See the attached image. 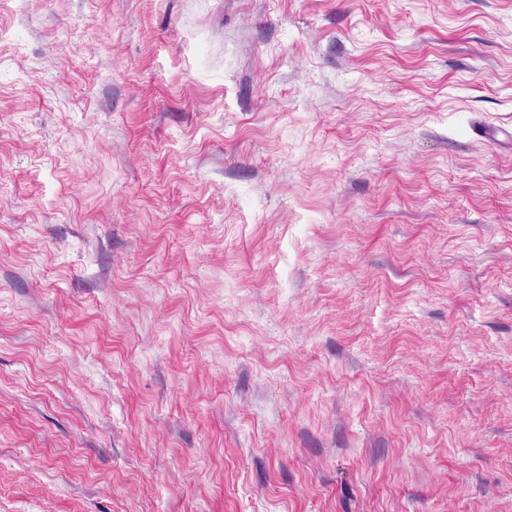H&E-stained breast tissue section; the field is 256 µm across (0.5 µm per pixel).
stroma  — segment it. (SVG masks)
Returning a JSON list of instances; mask_svg holds the SVG:
<instances>
[{
  "label": "stroma",
  "mask_w": 512,
  "mask_h": 512,
  "mask_svg": "<svg viewBox=\"0 0 512 512\" xmlns=\"http://www.w3.org/2000/svg\"><path fill=\"white\" fill-rule=\"evenodd\" d=\"M0 512H512V0H0Z\"/></svg>",
  "instance_id": "1"
}]
</instances>
